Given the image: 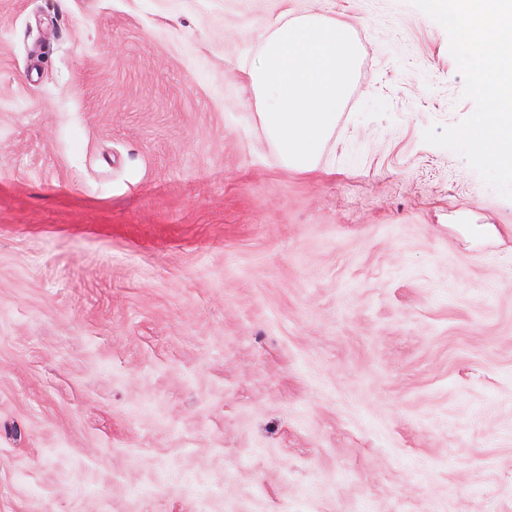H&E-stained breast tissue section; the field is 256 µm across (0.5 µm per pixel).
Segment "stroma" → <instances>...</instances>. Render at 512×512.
<instances>
[{
	"label": "stroma",
	"instance_id": "stroma-1",
	"mask_svg": "<svg viewBox=\"0 0 512 512\" xmlns=\"http://www.w3.org/2000/svg\"><path fill=\"white\" fill-rule=\"evenodd\" d=\"M348 19L318 169L248 70ZM413 0H0V512H512V199Z\"/></svg>",
	"mask_w": 512,
	"mask_h": 512
}]
</instances>
